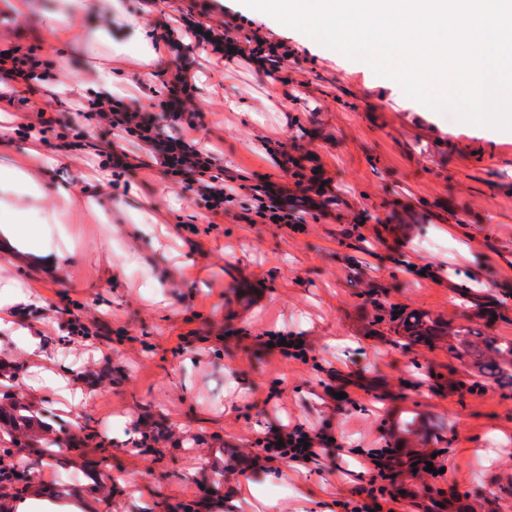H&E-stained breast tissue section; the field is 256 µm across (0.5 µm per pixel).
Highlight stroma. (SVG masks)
I'll return each instance as SVG.
<instances>
[{
	"mask_svg": "<svg viewBox=\"0 0 512 512\" xmlns=\"http://www.w3.org/2000/svg\"><path fill=\"white\" fill-rule=\"evenodd\" d=\"M125 13L176 27L183 14L216 24L240 18L256 44L288 51L276 79L245 57L192 45L201 143L236 197L211 216L192 192L169 184L182 226L136 225L141 198H155L156 169L120 173L112 225L59 212L42 227L44 255L18 256L0 277L43 286V342L65 363L73 391L92 392L72 407L31 370L22 342L0 337V377L24 404L35 433L60 441L37 457L0 438L7 463L24 459L33 481L0 495V512L27 497L54 512H225L240 478L293 512L296 495L311 512L366 503L373 474L366 455L398 449L433 452L437 473H402L383 512H512V389L449 386L468 363L446 344L405 345L400 313L512 341V131L487 132L404 94L369 65L324 47L243 0H122ZM58 0H31L9 17L27 46L43 54L46 14ZM113 15L112 39L131 43ZM101 12L73 34L72 73L82 55L107 53ZM288 101L280 103L279 89ZM245 96L249 113L224 111ZM98 159L84 154L46 171L44 208L58 186L80 185ZM294 194L302 224H262L252 188ZM460 226L448 237L442 227ZM416 261L427 274L413 276ZM83 305L98 337L73 336L65 311ZM300 342L302 355L272 345ZM345 337V346L328 337ZM42 397L29 399L31 388ZM298 425L333 440L312 462L274 461L282 480L245 459L273 428ZM77 483H70L71 475Z\"/></svg>",
	"mask_w": 512,
	"mask_h": 512,
	"instance_id": "35a3bbf8",
	"label": "stroma"
}]
</instances>
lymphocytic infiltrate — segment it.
Listing matches in <instances>:
<instances>
[{
  "instance_id": "obj_1",
  "label": "lymphocytic infiltrate",
  "mask_w": 512,
  "mask_h": 512,
  "mask_svg": "<svg viewBox=\"0 0 512 512\" xmlns=\"http://www.w3.org/2000/svg\"><path fill=\"white\" fill-rule=\"evenodd\" d=\"M192 80L189 68L180 66L164 83L166 97L159 101L158 107L164 119L178 128L179 133L175 136L161 134L155 120L145 111L120 100H93L88 109L99 126L135 137L164 175L184 190L193 192L204 203L210 204L212 212L218 213L223 211L225 203L233 201L236 188L226 184L222 175L214 174L217 154L200 147L193 136L198 129L199 109L195 104ZM329 443V438L310 434L300 427H283L264 438L254 463L261 469L277 459H314Z\"/></svg>"
}]
</instances>
